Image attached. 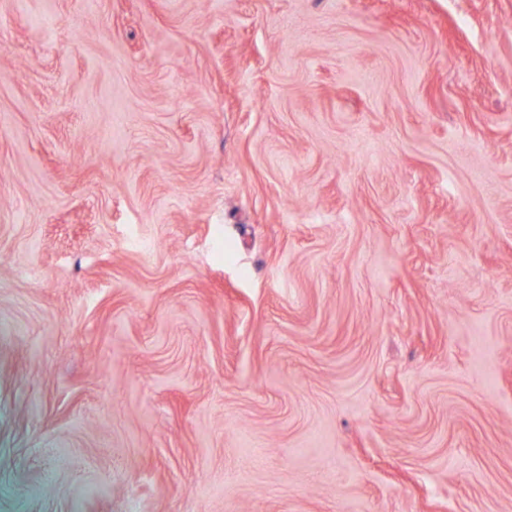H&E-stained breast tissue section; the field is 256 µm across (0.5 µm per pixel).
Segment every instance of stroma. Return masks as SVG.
<instances>
[{
  "label": "stroma",
  "mask_w": 512,
  "mask_h": 512,
  "mask_svg": "<svg viewBox=\"0 0 512 512\" xmlns=\"http://www.w3.org/2000/svg\"><path fill=\"white\" fill-rule=\"evenodd\" d=\"M0 512H512V0H0Z\"/></svg>",
  "instance_id": "obj_1"
}]
</instances>
